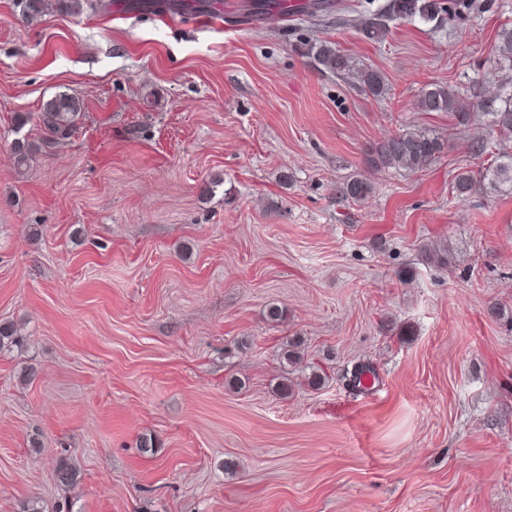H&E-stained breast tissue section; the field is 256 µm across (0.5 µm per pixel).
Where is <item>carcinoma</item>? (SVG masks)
I'll list each match as a JSON object with an SVG mask.
<instances>
[{
  "label": "carcinoma",
  "mask_w": 512,
  "mask_h": 512,
  "mask_svg": "<svg viewBox=\"0 0 512 512\" xmlns=\"http://www.w3.org/2000/svg\"><path fill=\"white\" fill-rule=\"evenodd\" d=\"M70 14L78 16L87 10L101 7L97 0H57ZM22 14L29 20L41 18L49 10V0H20ZM139 9L154 12L177 13L189 8L183 0H139L133 4ZM446 11L441 0H388L379 12L364 19L359 32L371 42L384 40L389 22L393 20H415L434 22ZM318 61L326 70L338 76L353 73L359 85L375 98L386 95L387 84L384 76L371 68H356L339 51L322 45L317 48ZM417 107L422 112H445L456 124L465 126L474 116L473 110H485L490 125L498 131L503 143L512 142V91L502 92L493 100H486L477 93L464 94L450 91L445 87L431 84L423 87L417 97ZM83 110V103L68 93H59L48 99L42 106L39 121L46 130V137L39 142L21 140L15 144L17 167L27 165L33 154L42 148H51L61 140L76 132V120ZM447 141L424 130L406 128L390 137L371 145L366 153L365 164L373 171L393 170L399 174L422 171L433 165L445 152ZM512 187V150L503 147L493 164L482 171H462L457 174L452 190L461 201L476 191H499ZM372 192V184L361 176L348 180L342 195L355 201L367 199ZM421 253L429 262L440 266L448 264V246L441 248L421 247ZM54 481L69 487L79 481V470L68 460L58 462Z\"/></svg>",
  "instance_id": "cac0c4a2"
}]
</instances>
